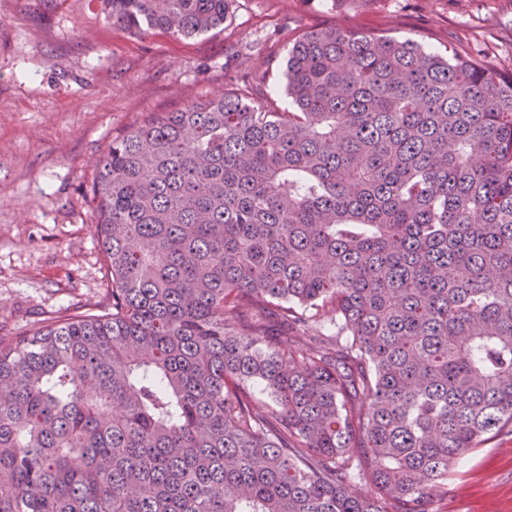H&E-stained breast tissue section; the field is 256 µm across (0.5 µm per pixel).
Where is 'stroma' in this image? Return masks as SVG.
<instances>
[{
	"label": "stroma",
	"instance_id": "obj_1",
	"mask_svg": "<svg viewBox=\"0 0 512 512\" xmlns=\"http://www.w3.org/2000/svg\"><path fill=\"white\" fill-rule=\"evenodd\" d=\"M340 23L512 71V0H231L223 32L113 28L101 0H0V336L110 306L91 185L112 137L244 79L277 90L298 32ZM438 512H512V434L465 455Z\"/></svg>",
	"mask_w": 512,
	"mask_h": 512
}]
</instances>
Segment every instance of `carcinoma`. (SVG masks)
Returning a JSON list of instances; mask_svg holds the SVG:
<instances>
[{
  "mask_svg": "<svg viewBox=\"0 0 512 512\" xmlns=\"http://www.w3.org/2000/svg\"><path fill=\"white\" fill-rule=\"evenodd\" d=\"M228 5L103 14L192 38ZM281 77L284 108L259 83L112 138L110 308L0 336V512H436L512 430V72L334 25Z\"/></svg>",
  "mask_w": 512,
  "mask_h": 512,
  "instance_id": "1",
  "label": "carcinoma"
}]
</instances>
